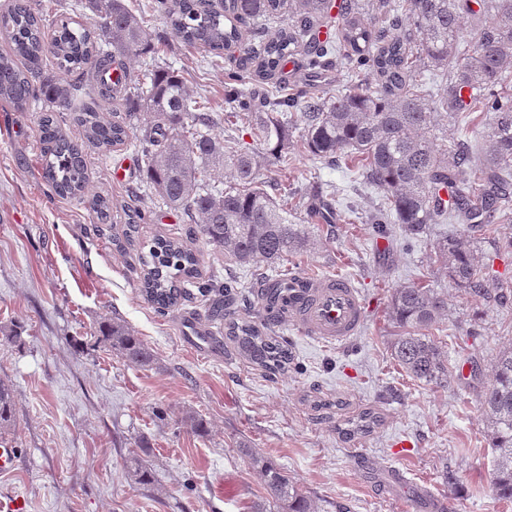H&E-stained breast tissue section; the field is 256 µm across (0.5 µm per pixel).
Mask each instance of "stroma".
I'll return each instance as SVG.
<instances>
[{
	"mask_svg": "<svg viewBox=\"0 0 512 512\" xmlns=\"http://www.w3.org/2000/svg\"><path fill=\"white\" fill-rule=\"evenodd\" d=\"M148 24L155 55L136 59L172 67L211 112L230 111L236 71L245 46L206 59L162 23L155 0H127ZM39 106L25 113L0 106V379L15 389V421L0 440L16 448L18 466L0 475V488L24 498L27 512H252L265 496L250 454L273 459L307 496L315 512H418L417 487L446 500L452 512H512V502L490 491L493 454L479 391L498 352L512 346V300L492 307L449 286L430 261L436 239L471 237L490 274L512 286V251L503 236L469 233L449 220L427 237L408 242L399 229L378 237L366 222L381 195L359 183L348 163L331 167L293 155L276 179L287 199L288 220L307 225L316 248L289 257L288 274L345 276L369 305L357 335L345 346L317 342L299 325L270 320L262 302L249 316L288 342L285 370L269 373L245 359L226 339L211 300L197 294L162 310L140 291L144 246L162 234L201 253L202 277L236 281L250 290L255 267L212 250L181 210L145 192V161L123 146L108 155L86 147L88 193L112 200L99 220L87 202L52 195L40 176ZM492 115L439 117L448 135L480 151ZM321 182L336 197L337 221L311 220L305 188ZM144 219L126 238L128 214ZM425 283L448 301L429 336L445 351L448 387L416 382L393 360L398 333L388 314L394 288ZM119 320L153 351L139 368L97 341L101 322ZM19 341H11V334ZM345 410L335 407L336 401ZM373 406L384 423L348 442L337 433L346 413ZM203 418L194 434L187 416ZM148 437L149 452L138 446ZM148 455L151 484L134 479L131 463ZM403 470L409 483L377 491L380 471ZM459 482L447 485L446 470Z\"/></svg>",
	"mask_w": 512,
	"mask_h": 512,
	"instance_id": "35a3bbf8",
	"label": "stroma"
}]
</instances>
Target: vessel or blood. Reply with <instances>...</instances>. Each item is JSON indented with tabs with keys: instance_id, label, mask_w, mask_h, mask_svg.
<instances>
[{
	"instance_id": "vessel-or-blood-1",
	"label": "vessel or blood",
	"mask_w": 512,
	"mask_h": 512,
	"mask_svg": "<svg viewBox=\"0 0 512 512\" xmlns=\"http://www.w3.org/2000/svg\"><path fill=\"white\" fill-rule=\"evenodd\" d=\"M365 315L366 301L348 278L296 274L288 281V318L316 341L347 343Z\"/></svg>"
}]
</instances>
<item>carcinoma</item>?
I'll use <instances>...</instances> for the list:
<instances>
[{"label":"carcinoma","instance_id":"obj_1","mask_svg":"<svg viewBox=\"0 0 512 512\" xmlns=\"http://www.w3.org/2000/svg\"><path fill=\"white\" fill-rule=\"evenodd\" d=\"M84 8L101 19L99 30L66 22L49 25L32 0H11L0 12V103L12 112H27L43 102L39 119L41 176L59 197L82 198L88 184L82 147L61 130L56 113H70L85 143L105 155L135 144L146 160V186L166 205L181 209L198 224L206 244L242 266L263 262L272 274L261 276L260 296L268 310L285 312L288 290L280 262L316 247L302 224H290L285 204L259 179L265 165L288 168V132L302 126L297 146L334 166L357 163V177L382 194L368 217L374 231L387 225L418 239L433 224L455 216L473 231L486 232L497 220L512 217V94L494 93L512 69V0H224L216 9L207 0H158L163 23L183 43L218 57L229 43L246 39L244 25L283 18L286 26L252 45L240 59L239 71L228 78L240 84L233 111L224 120L246 125L263 142L268 156L225 143L208 133L214 118L172 68H147L141 77L127 72V60L153 49L143 18L124 0H85ZM337 9L341 27L337 41L319 43L314 27ZM381 15L373 24L370 13ZM305 57L301 81L308 90L280 93V75L289 58ZM59 76L35 85L47 57ZM341 56L368 67L372 83L329 94L330 57ZM448 73V93L433 100L417 80V65ZM90 76L92 94L80 93L69 74ZM119 100L125 117L109 121L103 105ZM480 104L494 114L487 148L478 156L468 147L454 150L437 143V116L470 113ZM143 112L149 124L130 135L131 120ZM234 183L224 186V171ZM90 210L105 218L112 200L88 199ZM141 292L148 301L168 309L191 296L224 295L239 306L250 296L234 281L199 280L200 257L182 242L157 235L141 257ZM433 263L453 288L494 302L504 298L485 278L476 251L468 241L445 237L434 247ZM447 309L434 289L415 284L393 289L389 317L401 329L392 355L407 376L426 384L450 383L448 359L426 331ZM99 342L129 363L148 367L154 355L124 323L110 320L98 327ZM226 338L252 363L276 372L291 357L288 342L268 335L249 320L228 323ZM493 457L492 493L512 501V347L492 365V380L480 395ZM13 385L0 379V430L14 422ZM383 416L365 407L339 428L347 440L371 435ZM267 492V504L254 512H314L297 484L274 461L245 448Z\"/></svg>","mask_w":512,"mask_h":512}]
</instances>
